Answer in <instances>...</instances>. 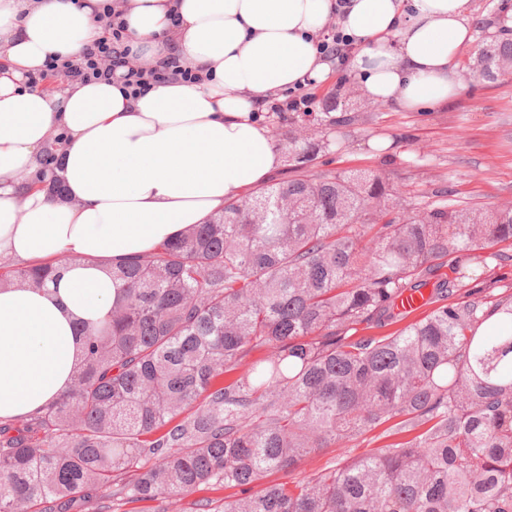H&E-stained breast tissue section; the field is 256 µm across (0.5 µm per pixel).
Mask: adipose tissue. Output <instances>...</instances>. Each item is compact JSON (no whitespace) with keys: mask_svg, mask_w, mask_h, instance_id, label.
<instances>
[{"mask_svg":"<svg viewBox=\"0 0 512 512\" xmlns=\"http://www.w3.org/2000/svg\"><path fill=\"white\" fill-rule=\"evenodd\" d=\"M105 0H0V260L62 263L46 289L0 287V420L65 392L82 338L115 296L112 267L147 254L267 182L284 164L261 111L272 96L325 80L329 21L359 46L360 94L416 111L456 95L457 59L474 40L470 0H120L134 53L176 47L197 84L175 80L126 98L120 80L29 87L49 56L75 59ZM181 22L172 26L171 11ZM62 195L29 188L56 133Z\"/></svg>","mask_w":512,"mask_h":512,"instance_id":"1","label":"adipose tissue"}]
</instances>
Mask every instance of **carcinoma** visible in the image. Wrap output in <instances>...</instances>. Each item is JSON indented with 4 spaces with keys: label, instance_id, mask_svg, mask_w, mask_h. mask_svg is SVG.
<instances>
[{
    "label": "carcinoma",
    "instance_id": "1",
    "mask_svg": "<svg viewBox=\"0 0 512 512\" xmlns=\"http://www.w3.org/2000/svg\"><path fill=\"white\" fill-rule=\"evenodd\" d=\"M475 73L512 75V29L484 41ZM344 103L376 107L355 87ZM285 137L300 177L112 270L110 319L84 333L69 389L0 421V512H98L109 490L182 512L201 485L239 490L224 512H512V296L449 303L434 280V261L512 240V206L397 221L382 177L315 171L329 140L304 124ZM56 162L46 149L28 181ZM430 283L424 318L348 335L398 321L397 300ZM380 427L409 439L295 485L271 479Z\"/></svg>",
    "mask_w": 512,
    "mask_h": 512
}]
</instances>
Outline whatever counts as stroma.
<instances>
[{
  "mask_svg": "<svg viewBox=\"0 0 512 512\" xmlns=\"http://www.w3.org/2000/svg\"><path fill=\"white\" fill-rule=\"evenodd\" d=\"M473 5L474 43L458 61V92L443 106L411 112L382 105L340 126L326 114L324 103L353 84L348 67L332 69L326 80L312 86L310 125L327 128L332 140L319 154L316 170L380 173L413 207L488 209L512 202V75L489 82L471 69L480 43L496 31L503 14L498 0H473ZM492 251L476 281L456 280L455 256L443 258L436 276L455 281L453 301L478 291L498 297L512 293V241L495 244ZM387 443V437L375 432L340 442L308 454L278 479L301 482Z\"/></svg>",
  "mask_w": 512,
  "mask_h": 512,
  "instance_id": "stroma-1",
  "label": "stroma"
}]
</instances>
